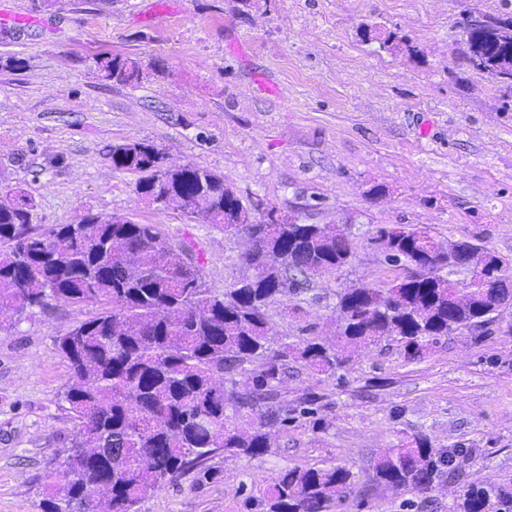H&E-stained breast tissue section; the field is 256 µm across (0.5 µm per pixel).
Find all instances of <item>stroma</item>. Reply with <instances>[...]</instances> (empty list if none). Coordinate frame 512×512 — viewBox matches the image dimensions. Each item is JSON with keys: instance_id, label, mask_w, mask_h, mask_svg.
Instances as JSON below:
<instances>
[{"instance_id": "stroma-1", "label": "stroma", "mask_w": 512, "mask_h": 512, "mask_svg": "<svg viewBox=\"0 0 512 512\" xmlns=\"http://www.w3.org/2000/svg\"><path fill=\"white\" fill-rule=\"evenodd\" d=\"M478 13L512 15V0H0V196L23 190L44 229L89 215L157 225L171 246L193 242L207 287L223 291L245 272V238L143 201L137 173L112 164L117 145H155L243 201L351 232L340 274L268 308L274 339H332L337 291L401 273L378 227L512 261V91L458 64L459 23ZM367 27L409 50L365 39ZM102 54L137 60L144 79H102ZM98 310L53 304L0 330V512H42L46 467L77 431L55 339ZM281 388L317 396L321 429L276 426L264 456L219 454L206 482L168 483L138 512H247L286 470L323 463L360 476L340 512H451L464 484L512 486V307L485 336L455 334L415 359L382 341L333 376L290 363ZM417 434L470 451L460 481L374 485L379 456Z\"/></svg>"}]
</instances>
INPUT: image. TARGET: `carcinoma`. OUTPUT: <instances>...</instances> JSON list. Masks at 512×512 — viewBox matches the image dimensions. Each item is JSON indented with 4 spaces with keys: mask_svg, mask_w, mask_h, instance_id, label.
Listing matches in <instances>:
<instances>
[{
    "mask_svg": "<svg viewBox=\"0 0 512 512\" xmlns=\"http://www.w3.org/2000/svg\"><path fill=\"white\" fill-rule=\"evenodd\" d=\"M463 60L512 91V17L479 15L464 26ZM102 78L131 83L139 64L98 56ZM115 167L141 174L136 191L150 204L176 207L213 227L243 235L240 256L249 274L216 294L203 280L192 246L180 252L157 226L129 217H86L36 231L32 199L20 191L0 199V314L15 320L55 301L98 302L101 310L56 339L67 361L63 393L78 430L61 450L53 473L62 492L48 495L43 512H138L165 483L190 473L203 482L207 463L229 452L253 459L271 448L270 429L316 413V398L281 399L288 362L334 375L348 348L392 341L420 357L444 336L480 331L494 321L493 289L450 288L461 258L428 231L383 226L377 241L385 262L404 275L336 294L337 341L319 336L274 344L268 306L300 281L336 274L354 254L351 234L334 224L286 219L270 208L255 215L224 177L194 164L164 166L153 144L131 141L112 152ZM250 385L227 388L237 372ZM246 416V426L236 424ZM463 450L433 447L424 434L406 438L373 465V480L425 491L442 476L461 474ZM358 475L344 465L286 471L245 506L263 512H334L355 491ZM512 491L471 486L453 512H493Z\"/></svg>",
    "mask_w": 512,
    "mask_h": 512,
    "instance_id": "cac0c4a2",
    "label": "carcinoma"
}]
</instances>
